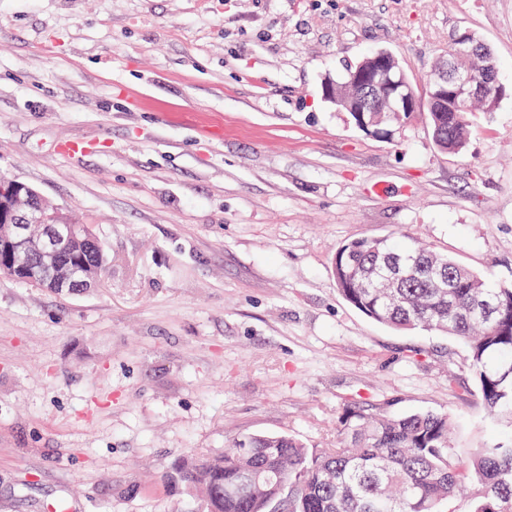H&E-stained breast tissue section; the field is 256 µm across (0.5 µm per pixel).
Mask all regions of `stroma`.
<instances>
[{"label":"stroma","instance_id":"obj_1","mask_svg":"<svg viewBox=\"0 0 512 512\" xmlns=\"http://www.w3.org/2000/svg\"><path fill=\"white\" fill-rule=\"evenodd\" d=\"M465 28L502 94L462 152L326 100L379 49L423 77ZM0 175L111 259L65 295L0 274V512H196L179 458L332 448L349 406L447 414L462 461L500 436L464 342L374 322L332 261L396 237L512 282V0H0Z\"/></svg>","mask_w":512,"mask_h":512}]
</instances>
